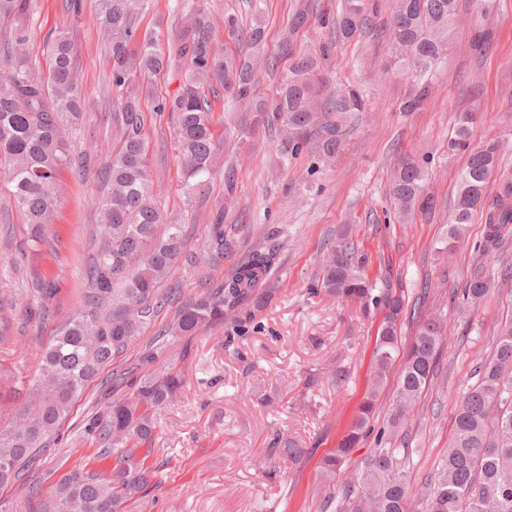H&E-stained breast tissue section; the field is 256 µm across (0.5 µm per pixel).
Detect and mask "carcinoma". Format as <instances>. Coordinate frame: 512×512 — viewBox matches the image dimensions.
Returning a JSON list of instances; mask_svg holds the SVG:
<instances>
[{
    "label": "carcinoma",
    "instance_id": "cac0c4a2",
    "mask_svg": "<svg viewBox=\"0 0 512 512\" xmlns=\"http://www.w3.org/2000/svg\"><path fill=\"white\" fill-rule=\"evenodd\" d=\"M150 0H98L95 22L111 50L112 86L124 89L135 80H150L171 65L189 61L180 90L173 96L153 97V111L168 115L185 172L186 191L194 193L215 171L217 141L211 99L220 96L243 108L237 137L263 129L279 134L283 161L306 155L308 175L330 163L346 135L344 119L364 109L359 91L349 89L323 101L317 76L330 46L317 52L294 54L290 37L279 44V55L292 58L272 94L256 93L252 67L223 56L212 47L213 23L203 10L173 43L163 45L157 35L136 39L137 20ZM32 0H0V22L10 25V38L0 44V163L11 185L13 201L26 217L28 242L44 243L56 211L63 168L81 167L86 157L76 156L65 138L62 120L77 121L85 108L78 81V66L68 34L50 36L53 69L48 80L35 77L25 46L29 39ZM375 0H343L335 17L320 16L336 40L349 41L376 12ZM459 21L457 0H393L388 61L384 70L411 71L421 78L447 46L448 28ZM224 32L244 46L258 50L265 29L258 21L249 27L233 14L224 16ZM119 147L105 159L100 177L104 191L93 199L101 214L104 233L101 251L88 269V288L79 308L61 326L41 352L40 368L28 402L11 425L0 427V487L20 480L32 467L40 449L58 433L73 403L86 387L132 343L156 304V295L186 242L183 225L164 215L154 199L143 136V111L134 95L113 105ZM469 113L459 116L448 151L469 153L458 180L457 195L448 219V248L456 247L475 216L484 218L483 249L496 247L512 232V180H499L495 200L486 207L499 165V145L487 140L470 142ZM426 160L403 159L390 188L393 219L399 223L415 211L433 208L426 188ZM216 252L230 247L224 238V217L212 224ZM368 257L353 240L343 238L327 251L321 276L313 287L339 299L358 303L363 312L385 310L372 353L367 393L352 429L323 460V478H336L351 450L371 432L376 402L391 367L402 360L389 435L379 434L360 469L343 486L341 498L323 500V512H512V314L501 322L492 356L476 368V383L452 418V435L439 463L436 480L424 506L415 507L408 475L409 449L394 448V433L414 410L437 372V353L447 333L448 320L437 310L416 302L411 316L414 336L400 352L398 324L403 296L391 282H372L365 274ZM274 253L255 249L224 283L181 306L157 342L166 337L193 336L206 324L225 325L226 338L244 334L267 305ZM493 288V280L478 272L460 291L456 315L465 319ZM131 395L107 403L95 413L86 430L101 447L94 459L112 460L108 477L93 468L61 476L52 500L39 512H131L130 501L148 491L157 470L147 459L157 451L160 413L182 392L180 373L157 367L126 380L112 379ZM275 451L293 463L307 449L292 437H279Z\"/></svg>",
    "mask_w": 512,
    "mask_h": 512
}]
</instances>
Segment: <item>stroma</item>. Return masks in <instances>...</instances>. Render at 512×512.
<instances>
[{"instance_id": "1", "label": "stroma", "mask_w": 512, "mask_h": 512, "mask_svg": "<svg viewBox=\"0 0 512 512\" xmlns=\"http://www.w3.org/2000/svg\"><path fill=\"white\" fill-rule=\"evenodd\" d=\"M313 14L292 29L297 0H150L138 29L172 41L196 10L214 23L213 47L239 56L238 44L224 33V15L237 14L244 25H265L263 56H277L284 32L296 52L331 41L317 16L336 9L338 0H309ZM369 28L348 42H337L322 68L323 94L347 86L361 89L366 111L355 113L336 159L308 174V157L277 164V143L267 133L238 143L220 144L222 158L233 160L236 195L224 201V173L216 171L200 192L185 194L173 128L166 116L143 98V134L151 178L159 201L184 224L191 258L173 268L168 287L175 300L155 309L143 336L76 399L59 437L42 453L30 473L39 495L21 486L0 488V512H37L53 497L59 478L88 463L99 443L85 425L104 403V381L113 373L139 376L151 365L180 371L184 390L161 416L157 483L136 502L134 512H321L322 500L342 488L325 481L322 459L351 427L365 395L371 354L381 313L363 316L358 304L340 301L308 286L320 274L325 248L341 238L354 239L367 253L370 280H390L415 303L427 289L433 308L451 327L439 349V369L396 438L409 447L411 484L424 497L448 447L452 417L476 381L475 368L491 352L499 322L512 313V282L497 277L512 268V236L490 253L478 251L481 222L452 253L442 252L446 216L456 196L463 154L448 151L460 113L475 115L473 142H501L500 173L512 177V0H460L461 21L448 30V48L424 80L430 93L412 112L400 109L415 80L385 74V34L389 0H379ZM97 0H85L82 19L66 13L62 0H33L28 51L36 74L47 76L46 39L65 32L80 60L86 108L65 132L88 166L64 170L62 197L44 245L27 244L25 218L0 185V423H8L24 404L37 378L44 344L82 302L85 275L98 253L103 226L93 206L99 193L97 173L112 149V104L121 93L109 83L112 61L102 34L92 23ZM490 27L494 40L484 52L472 48L476 25ZM429 156L427 188L436 202L432 215L415 214L406 224L387 223L389 185L404 156ZM224 217V235L233 242L223 256L211 251V228ZM257 248L274 251L275 293L259 316V327L223 347L225 328L206 325L195 336L170 339L155 363L144 357L154 336L172 319L178 303L221 285ZM497 281L470 321H457L453 296L475 268ZM51 287L50 297L37 284ZM304 440L308 455L289 465L274 452L279 434Z\"/></svg>"}]
</instances>
